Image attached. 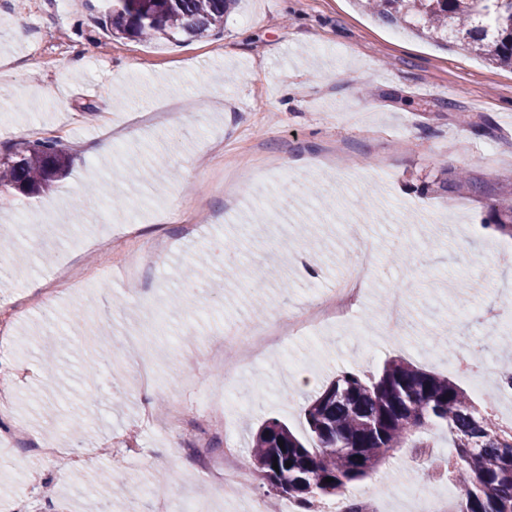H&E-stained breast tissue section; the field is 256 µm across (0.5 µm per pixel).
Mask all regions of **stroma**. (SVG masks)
<instances>
[{
    "label": "stroma",
    "instance_id": "35a3bbf8",
    "mask_svg": "<svg viewBox=\"0 0 512 512\" xmlns=\"http://www.w3.org/2000/svg\"><path fill=\"white\" fill-rule=\"evenodd\" d=\"M108 4L0 0V59L16 61L0 72V154L35 134L58 139L74 161L51 193L68 209L87 201L40 241L0 250V307L19 310L0 334L14 363L0 512H155L161 496L191 512H250L266 494L249 472L252 432L271 417L306 432L311 392L292 372L318 387L400 357L468 390L455 363L475 352L476 400L511 420L512 392L495 382L512 299V263L498 253L512 238L490 221L512 202V69L389 28L353 0H238L223 33L155 43L107 32ZM107 135L109 157L95 151ZM130 158L133 179L116 171ZM95 179L102 196L85 198ZM138 199L139 231L97 222ZM156 239L173 245L128 277L123 256ZM366 250L374 273L354 316L225 373V331L304 312ZM33 279L56 292L29 294ZM393 293L411 315L396 331ZM176 405L200 432L167 430ZM228 420L248 484L225 498L215 485ZM63 442L78 458L41 459ZM410 460L396 449L358 482L382 491L380 512H418L426 483ZM161 475L162 494L114 496Z\"/></svg>",
    "mask_w": 512,
    "mask_h": 512
}]
</instances>
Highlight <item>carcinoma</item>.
I'll list each match as a JSON object with an SVG mask.
<instances>
[{"label": "carcinoma", "instance_id": "1", "mask_svg": "<svg viewBox=\"0 0 512 512\" xmlns=\"http://www.w3.org/2000/svg\"><path fill=\"white\" fill-rule=\"evenodd\" d=\"M233 2L116 0L107 23L130 38L201 37L224 30ZM365 8L389 26L457 41L494 65L512 67V0H366ZM70 164L59 140L28 141L0 158V187L41 194ZM493 212L495 229L512 237V204ZM305 419V440L275 418L252 436L250 464L270 493L309 509L316 498L338 496L367 477L392 450L421 448L432 429L445 428L461 462L459 512H512V430L479 412L446 376L398 358L387 360L377 379L346 369L313 395Z\"/></svg>", "mask_w": 512, "mask_h": 512}]
</instances>
